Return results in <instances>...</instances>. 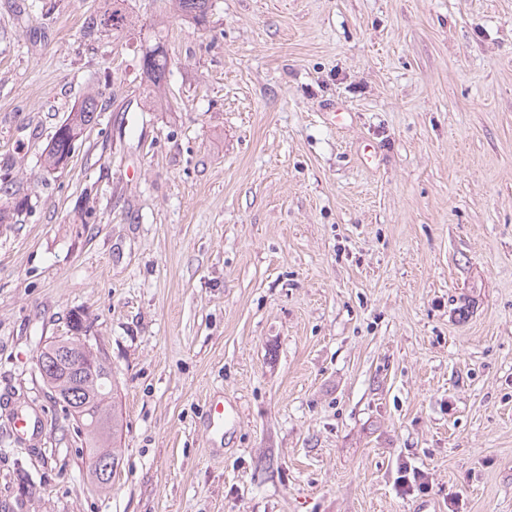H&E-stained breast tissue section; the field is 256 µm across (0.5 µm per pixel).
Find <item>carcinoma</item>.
Instances as JSON below:
<instances>
[{
	"label": "carcinoma",
	"mask_w": 512,
	"mask_h": 512,
	"mask_svg": "<svg viewBox=\"0 0 512 512\" xmlns=\"http://www.w3.org/2000/svg\"><path fill=\"white\" fill-rule=\"evenodd\" d=\"M124 2L105 0L102 10L84 22V32L89 35L98 32L118 35L134 26L135 21L126 13ZM175 4L181 13L200 21L206 15L208 0H175ZM168 66L167 54L158 43L143 55V68L152 78L155 88L161 87ZM97 109L98 100L90 93L56 128L43 155L46 172L57 170L63 161L70 158L75 142L93 124ZM76 342L78 337L67 336L47 343L40 354L43 364L41 377L78 424L87 447L93 450V458L97 461L103 459L115 469L119 459L117 448L111 446V439L117 438L120 413L113 401L111 369L106 363L99 362L94 370H87Z\"/></svg>",
	"instance_id": "carcinoma-1"
}]
</instances>
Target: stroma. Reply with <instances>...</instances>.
Instances as JSON below:
<instances>
[{
  "label": "stroma",
  "instance_id": "stroma-1",
  "mask_svg": "<svg viewBox=\"0 0 512 512\" xmlns=\"http://www.w3.org/2000/svg\"><path fill=\"white\" fill-rule=\"evenodd\" d=\"M101 5L0 0V512H512V0H127L85 37ZM77 320L105 491L38 366ZM125 0H105V6L96 14H91L84 22L83 30L86 34L110 32L119 35L125 29L135 25V21L126 13L123 3ZM108 23H111L109 26ZM168 66V57L162 49L160 42L146 50L143 55V68L152 78L154 88L159 89L161 87ZM97 109L98 100L90 93L56 128L43 155L46 172L57 170L64 160L70 158L75 142L93 124ZM13 426L18 437L23 439L31 438L39 434L40 420L32 413L20 411L14 415Z\"/></svg>",
  "mask_w": 512,
  "mask_h": 512
}]
</instances>
